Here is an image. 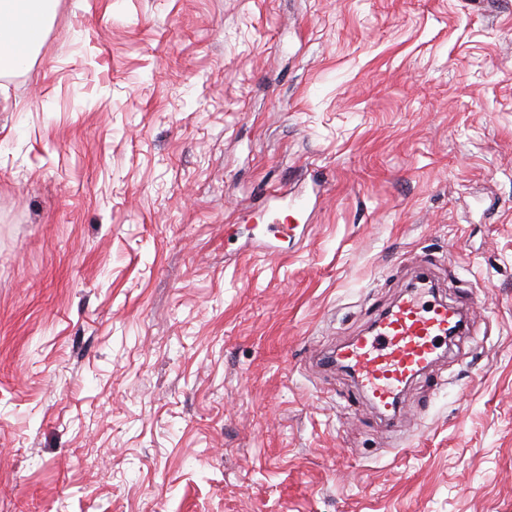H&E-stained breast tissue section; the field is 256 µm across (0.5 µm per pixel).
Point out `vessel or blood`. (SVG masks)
<instances>
[{
    "mask_svg": "<svg viewBox=\"0 0 512 512\" xmlns=\"http://www.w3.org/2000/svg\"><path fill=\"white\" fill-rule=\"evenodd\" d=\"M462 316L460 308L436 299L430 279L420 278L364 334L337 349L333 360L352 374L380 415H388L406 386L438 360Z\"/></svg>",
    "mask_w": 512,
    "mask_h": 512,
    "instance_id": "b4317fda",
    "label": "vessel or blood"
}]
</instances>
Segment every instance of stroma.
<instances>
[{"instance_id": "obj_1", "label": "stroma", "mask_w": 512, "mask_h": 512, "mask_svg": "<svg viewBox=\"0 0 512 512\" xmlns=\"http://www.w3.org/2000/svg\"><path fill=\"white\" fill-rule=\"evenodd\" d=\"M422 269L470 331L390 422L320 358ZM0 512H512V0H59L0 73Z\"/></svg>"}]
</instances>
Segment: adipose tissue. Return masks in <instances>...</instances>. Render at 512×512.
<instances>
[{"label": "adipose tissue", "instance_id": "obj_1", "mask_svg": "<svg viewBox=\"0 0 512 512\" xmlns=\"http://www.w3.org/2000/svg\"><path fill=\"white\" fill-rule=\"evenodd\" d=\"M58 0H0V71L25 67Z\"/></svg>", "mask_w": 512, "mask_h": 512}]
</instances>
